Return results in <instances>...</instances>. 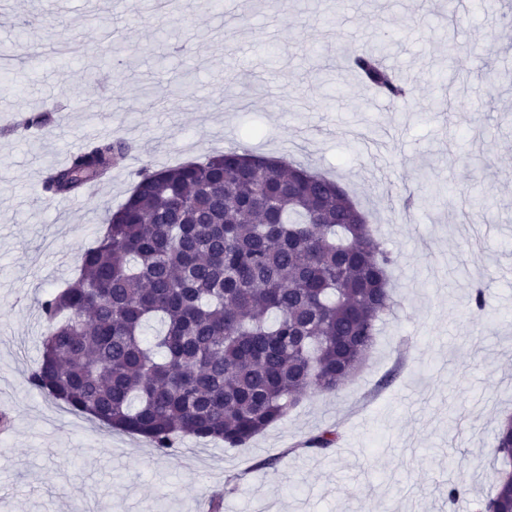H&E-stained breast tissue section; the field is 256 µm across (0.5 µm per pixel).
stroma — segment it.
<instances>
[{"label":"stroma","instance_id":"1","mask_svg":"<svg viewBox=\"0 0 512 512\" xmlns=\"http://www.w3.org/2000/svg\"><path fill=\"white\" fill-rule=\"evenodd\" d=\"M487 0H176L154 16L185 44L196 90L139 49L133 6L114 0H0V47L28 23L38 52L0 60V512H478L501 467L490 452L512 414V31ZM110 16L112 37L95 18ZM459 48L449 54L448 39ZM391 42L414 84L388 104L349 72L354 48ZM126 53L116 58L113 44ZM51 119L18 130V114ZM112 134L129 150L92 198L41 191L76 143ZM244 147L345 186L397 259L394 311L363 368L335 396L311 395L247 446L187 437L166 455L143 439L60 411L33 388L37 300L127 198L135 173ZM415 194L422 203L403 200ZM487 307L470 304L474 287ZM337 448L301 450L317 429ZM466 493L449 504L447 489Z\"/></svg>","mask_w":512,"mask_h":512}]
</instances>
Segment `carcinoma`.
I'll return each instance as SVG.
<instances>
[{
	"label": "carcinoma",
	"instance_id": "obj_1",
	"mask_svg": "<svg viewBox=\"0 0 512 512\" xmlns=\"http://www.w3.org/2000/svg\"><path fill=\"white\" fill-rule=\"evenodd\" d=\"M387 51L360 46L349 66L396 103L412 81L383 62ZM125 151L119 138L93 140L47 173L43 191L64 201L101 183ZM254 158L230 149L136 173L77 277L40 303L33 386L164 455L183 436L244 447L305 395L341 391L391 309L394 259L339 182L278 160L255 170ZM154 319L162 328L149 337ZM507 423L492 452L508 465ZM341 439L327 427L300 447ZM480 512H512L505 476Z\"/></svg>",
	"mask_w": 512,
	"mask_h": 512
}]
</instances>
